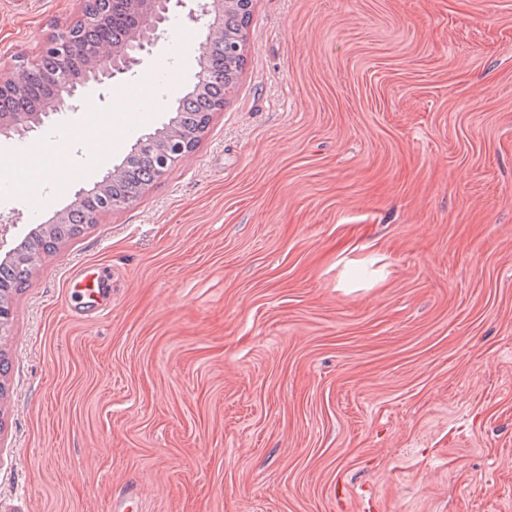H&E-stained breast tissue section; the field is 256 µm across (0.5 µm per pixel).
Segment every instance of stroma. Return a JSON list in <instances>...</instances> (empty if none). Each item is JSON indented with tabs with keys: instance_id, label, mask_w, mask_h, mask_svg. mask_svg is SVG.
I'll use <instances>...</instances> for the list:
<instances>
[{
	"instance_id": "35a3bbf8",
	"label": "stroma",
	"mask_w": 512,
	"mask_h": 512,
	"mask_svg": "<svg viewBox=\"0 0 512 512\" xmlns=\"http://www.w3.org/2000/svg\"><path fill=\"white\" fill-rule=\"evenodd\" d=\"M81 14L0 0V73ZM246 33L196 149L16 295L0 512H512V0H253ZM202 40L173 14L34 132L0 262L167 123Z\"/></svg>"
}]
</instances>
